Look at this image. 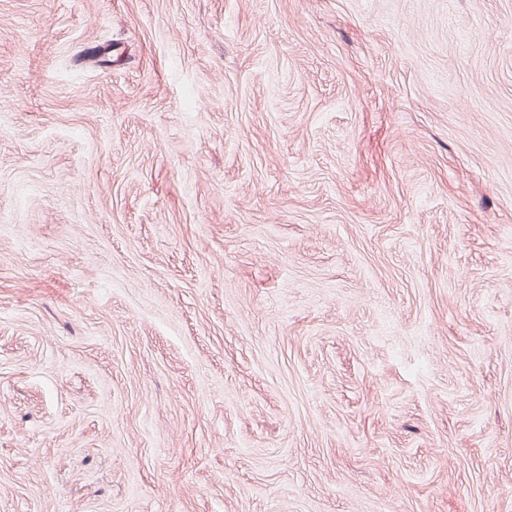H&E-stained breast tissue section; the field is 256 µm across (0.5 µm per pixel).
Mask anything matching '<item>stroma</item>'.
<instances>
[{
  "label": "stroma",
  "mask_w": 512,
  "mask_h": 512,
  "mask_svg": "<svg viewBox=\"0 0 512 512\" xmlns=\"http://www.w3.org/2000/svg\"><path fill=\"white\" fill-rule=\"evenodd\" d=\"M0 512H512V0H0Z\"/></svg>",
  "instance_id": "1"
}]
</instances>
